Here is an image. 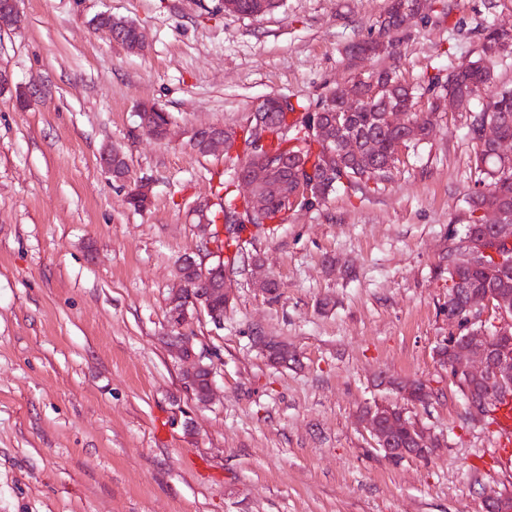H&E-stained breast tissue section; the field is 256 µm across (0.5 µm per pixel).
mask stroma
<instances>
[{
  "label": "stroma",
  "instance_id": "obj_1",
  "mask_svg": "<svg viewBox=\"0 0 512 512\" xmlns=\"http://www.w3.org/2000/svg\"><path fill=\"white\" fill-rule=\"evenodd\" d=\"M378 38L390 0H280L261 17L224 0H20L0 28V512H485L512 489L493 426L469 418L433 349L448 333L445 269L474 145L467 115L441 112L431 140L389 180L331 194L254 231L234 264L224 325L194 314L195 351L212 353L215 395L197 406L166 343L177 262L225 252L197 204L220 212L218 181L236 153L202 156L194 130H242L264 99L309 104L356 77L393 69L408 82L447 77L481 51V29L512 24V0H431ZM135 22L131 54L91 24ZM168 113L166 140L138 110ZM122 150L127 183L99 163ZM148 181L152 203L127 202ZM272 276L275 292L258 288ZM288 343L274 368L256 336ZM430 393L404 411L439 438L395 462L361 421L398 403L380 375ZM100 15L110 19V24L106 27H101L100 29L107 31L115 40L120 42L129 53L141 54L145 51V36L136 24H133L124 18L116 17L114 15L112 16L111 13H100L97 16ZM107 18H102L97 27L105 25L108 22ZM130 26L136 30L137 36L134 42L127 45L122 43L119 37L122 35V30Z\"/></svg>",
  "mask_w": 512,
  "mask_h": 512
}]
</instances>
